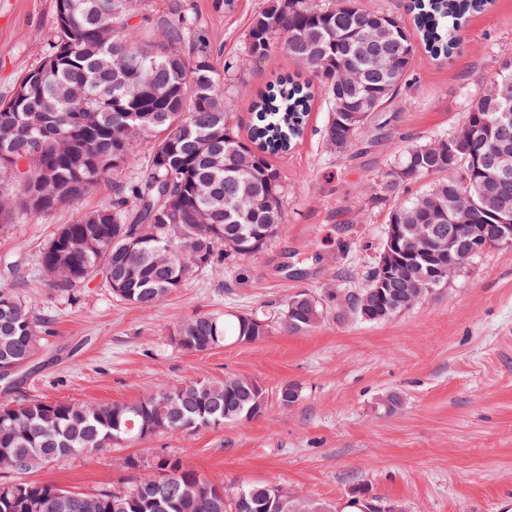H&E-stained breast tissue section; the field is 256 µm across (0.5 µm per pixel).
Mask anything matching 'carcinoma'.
Instances as JSON below:
<instances>
[{"label": "carcinoma", "mask_w": 512, "mask_h": 512, "mask_svg": "<svg viewBox=\"0 0 512 512\" xmlns=\"http://www.w3.org/2000/svg\"><path fill=\"white\" fill-rule=\"evenodd\" d=\"M144 0H56L49 51L0 100V221L19 203L33 218L74 203L112 177V203L64 224L40 253L38 267L49 285L70 293L102 277L120 301L151 308L183 288L198 271L218 270L224 256L253 257L284 223V182L271 157L286 153L305 130L315 88L326 95L324 139L344 153L375 112H381L409 80L414 36L436 60L450 57L468 16L490 0H412L414 30L393 14L368 9L361 0H267L245 34L248 55L282 50L305 65L313 79L284 74L257 97L226 90L211 54L195 42L196 19L175 9L153 19ZM388 53L396 70L382 72L374 57ZM357 68L347 86L340 73ZM512 114L487 82L466 103L464 122L442 136L409 143L386 169L367 179L369 200L393 202L388 223L411 224L435 244L448 238L453 220L497 224L512 214V170L476 167L474 159L512 142V118L497 132L495 120ZM250 112L247 137L236 114ZM454 145L439 155L433 142ZM151 145L139 163L134 144ZM137 166L136 176L119 180ZM429 183L419 191L412 186ZM479 196L467 208L465 189ZM390 282L380 285L377 267L363 273L366 287L348 288L339 308L363 322L364 313L390 320L429 293L425 261L395 253ZM131 267L112 284L108 274ZM321 299L301 291L274 316L206 313L177 325L175 344L204 353L227 343H254L275 329L309 332L324 321ZM39 320L12 285H0V366H25L39 345ZM269 391L239 376L195 379L163 386L131 404H80L27 399L0 404V512H257L269 498L286 500V512H315L320 502L259 483H228L216 504L202 494L210 480L181 458H157L155 472L124 489L93 493L65 490L28 479L48 462L87 455L118 442L178 431L194 433L244 424L265 415ZM348 496L347 512H369L379 498L365 484Z\"/></svg>", "instance_id": "1"}]
</instances>
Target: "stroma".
<instances>
[{
  "instance_id": "1",
  "label": "stroma",
  "mask_w": 512,
  "mask_h": 512,
  "mask_svg": "<svg viewBox=\"0 0 512 512\" xmlns=\"http://www.w3.org/2000/svg\"><path fill=\"white\" fill-rule=\"evenodd\" d=\"M152 16L185 7L209 46L216 70L252 96L280 73L299 70L282 51L248 57L245 33L265 0H149ZM56 0H0V99L42 60ZM512 55V0L471 16L450 62L417 50L413 75L344 156L323 139L327 112L316 100L305 133L273 161L285 177L286 221L250 259L228 257L221 273L198 272L156 307L116 300L103 283L64 293L34 276L40 250L64 224L111 202L112 180L79 201L34 219L16 210L0 228V264L23 268L17 290L43 319V340L0 402L72 399L133 403L160 386L192 379L248 377L302 397L290 408L270 402L250 423L194 433L157 434L50 464L37 481L91 493L122 487L153 470L158 453L180 457L209 479L268 483L330 505L356 484L401 503L406 512H512V251L493 250L425 302L383 323L329 309L305 333L188 354L175 326L203 313L277 312L293 294L316 296L363 287L344 270L366 271L388 221L368 204L366 179L410 141L452 131L465 100ZM401 409L375 414L385 394ZM138 461L131 469L130 461Z\"/></svg>"
}]
</instances>
